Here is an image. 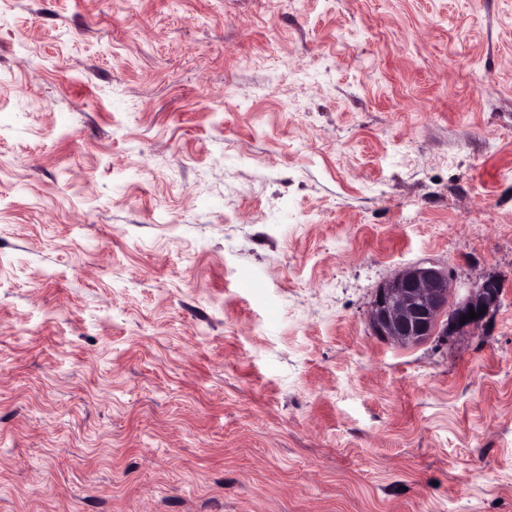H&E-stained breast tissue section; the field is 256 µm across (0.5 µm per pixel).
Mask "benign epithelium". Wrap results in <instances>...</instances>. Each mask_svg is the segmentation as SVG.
<instances>
[{
    "mask_svg": "<svg viewBox=\"0 0 512 512\" xmlns=\"http://www.w3.org/2000/svg\"><path fill=\"white\" fill-rule=\"evenodd\" d=\"M502 292L500 280L487 278L477 283L465 300L455 302L448 272L435 267H408L374 289L368 327L382 341L399 347L417 345L438 331L447 336L459 327L470 329L483 323L498 306ZM471 311L477 313V318H469Z\"/></svg>",
    "mask_w": 512,
    "mask_h": 512,
    "instance_id": "7a95c632",
    "label": "benign epithelium"
}]
</instances>
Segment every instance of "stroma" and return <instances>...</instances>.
Instances as JSON below:
<instances>
[{
    "label": "stroma",
    "instance_id": "stroma-1",
    "mask_svg": "<svg viewBox=\"0 0 512 512\" xmlns=\"http://www.w3.org/2000/svg\"><path fill=\"white\" fill-rule=\"evenodd\" d=\"M0 512H512V0H0ZM502 292L500 280L487 278L478 282L465 300L455 302L448 272L435 267H408L374 289L368 327L382 341L399 347L417 345L437 330L449 336L459 327L470 329L483 323L498 306ZM470 309L477 314L476 319H469ZM462 316H466L464 323Z\"/></svg>",
    "mask_w": 512,
    "mask_h": 512
}]
</instances>
